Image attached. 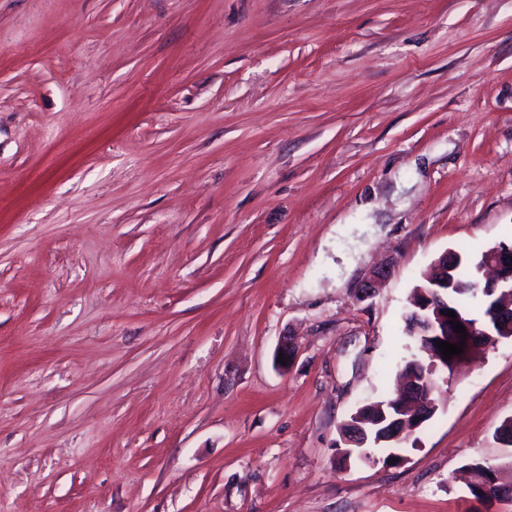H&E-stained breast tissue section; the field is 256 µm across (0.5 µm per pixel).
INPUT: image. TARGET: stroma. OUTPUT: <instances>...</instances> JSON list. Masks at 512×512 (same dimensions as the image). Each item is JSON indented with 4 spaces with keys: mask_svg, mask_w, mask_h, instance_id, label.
I'll use <instances>...</instances> for the list:
<instances>
[{
    "mask_svg": "<svg viewBox=\"0 0 512 512\" xmlns=\"http://www.w3.org/2000/svg\"><path fill=\"white\" fill-rule=\"evenodd\" d=\"M510 238L512 0H0V512H479L512 338L336 443ZM419 362H411L405 367V387L402 390L401 395L394 400L391 405L385 408V405H379L378 403L369 405L368 408L379 409L380 416L376 419V422L369 425L365 420L357 422V420L345 421L339 429L340 441L336 444L337 448H344L342 450L343 455H347V461L354 455L359 448L363 449V452L359 455L354 456V461H373L375 457L371 454V449H376L384 455L383 462L389 463L393 459H397V462L392 464H398L403 460L401 454L406 448L408 441L401 443H387L372 446H386L391 448H367L366 444L368 441V435L383 426L388 418L389 414H393L392 409L395 407L398 411H404L407 415L405 417L393 418L386 423L385 429L379 432V435L387 434L389 438L381 439V441H396L402 438L404 435L414 434L422 428V424L425 419L428 418L434 408V403L430 401L423 402V408L419 409L416 403L408 399L409 395H416L422 393L424 390H429V381L425 373H422L419 369ZM435 411L431 414L427 421H429ZM426 421V422H427ZM422 425V426H421ZM421 426V427H420ZM419 427V428H418ZM418 428V429H417ZM472 473L475 475L477 481L471 484H468L469 494L475 498L479 502H484L483 492L480 489V485L483 480H489L490 482H494L497 480L496 477V469L494 466L488 463L476 462L470 466ZM488 474L492 475V478L488 477ZM477 491H481V494H477Z\"/></svg>",
    "mask_w": 512,
    "mask_h": 512,
    "instance_id": "stroma-1",
    "label": "stroma"
}]
</instances>
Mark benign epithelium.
I'll return each instance as SVG.
<instances>
[{
	"label": "benign epithelium",
	"instance_id": "1",
	"mask_svg": "<svg viewBox=\"0 0 512 512\" xmlns=\"http://www.w3.org/2000/svg\"><path fill=\"white\" fill-rule=\"evenodd\" d=\"M385 277L386 271L382 269L374 272L359 288L357 300L364 301L372 298ZM473 285L491 295L505 286L512 289L511 244L495 245L476 264L473 271ZM447 313H449L448 299L439 290L420 289L411 297L404 318L407 331L413 336L423 338L421 350L431 361L430 371L441 369L448 372V376L451 377L460 356L453 355L450 360H445L442 352L436 347V342L448 340L457 345L462 340L461 334L453 329V323H449ZM455 322L466 328L463 350L464 355L468 356L478 344L491 345L503 336L512 335V308L506 305L498 309L494 307L484 318L473 321L459 314L454 319ZM427 389H429V381L426 374L420 371V363H410L405 367V387L401 395L387 407L373 404L372 408L379 410L380 416L371 425L364 420L344 422L339 429L340 441L336 447L342 449V454L350 457L358 449L366 447L369 433L377 429L380 430V434L389 436L391 441L412 434L428 418L434 403L425 401L420 408L409 400V396L420 394Z\"/></svg>",
	"mask_w": 512,
	"mask_h": 512
}]
</instances>
